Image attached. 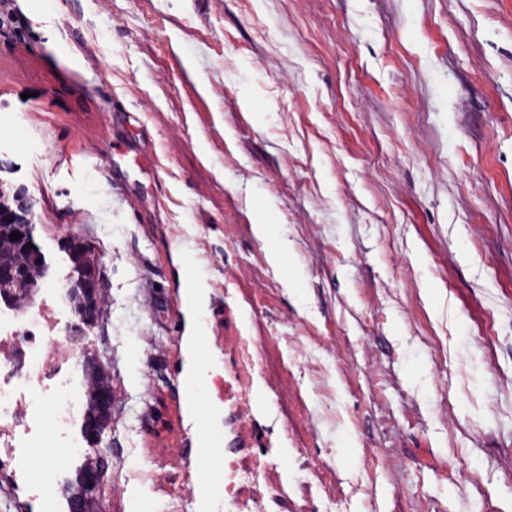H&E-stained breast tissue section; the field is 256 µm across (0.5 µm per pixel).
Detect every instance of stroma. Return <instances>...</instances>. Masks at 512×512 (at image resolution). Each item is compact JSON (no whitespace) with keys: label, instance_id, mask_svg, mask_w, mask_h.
Here are the masks:
<instances>
[{"label":"stroma","instance_id":"stroma-1","mask_svg":"<svg viewBox=\"0 0 512 512\" xmlns=\"http://www.w3.org/2000/svg\"><path fill=\"white\" fill-rule=\"evenodd\" d=\"M0 181L112 390L106 512H512V0H0ZM268 237L256 232L260 217ZM223 404L180 380L186 268ZM66 252L72 264L66 279L70 284V303L75 319L68 325L67 337L73 344H78L86 328L93 324L98 282L95 264L88 257L83 243L70 238L66 243ZM209 288L201 276L193 273L184 279L183 296L185 313L196 316L204 307Z\"/></svg>","mask_w":512,"mask_h":512}]
</instances>
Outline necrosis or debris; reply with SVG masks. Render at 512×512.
Listing matches in <instances>:
<instances>
[{"instance_id": "necrosis-or-debris-1", "label": "necrosis or debris", "mask_w": 512, "mask_h": 512, "mask_svg": "<svg viewBox=\"0 0 512 512\" xmlns=\"http://www.w3.org/2000/svg\"><path fill=\"white\" fill-rule=\"evenodd\" d=\"M59 323L50 298L21 319L0 311V458L38 497L49 495L50 487L32 480L30 450L59 447L71 436L80 396L68 372L74 352Z\"/></svg>"}]
</instances>
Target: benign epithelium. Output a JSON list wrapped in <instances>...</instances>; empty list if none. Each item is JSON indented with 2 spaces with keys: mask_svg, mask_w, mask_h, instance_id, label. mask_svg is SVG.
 Here are the masks:
<instances>
[{
  "mask_svg": "<svg viewBox=\"0 0 512 512\" xmlns=\"http://www.w3.org/2000/svg\"><path fill=\"white\" fill-rule=\"evenodd\" d=\"M0 224H8L10 231L20 233V238L14 240L0 237V259L7 255V249L15 247L23 252L28 261L25 269L0 263V282L13 280L24 272H46V255L34 239L31 202L16 194L10 199L6 198V191L1 184ZM66 252L72 264L66 279L70 284V303L74 316V321L68 325L67 337L70 342L77 344L83 339L86 328L93 324L98 282L95 264L88 257L83 243L74 238L69 239L66 243ZM105 478V472L100 469L84 473L79 491L73 499V512H105L97 501V493Z\"/></svg>",
  "mask_w": 512,
  "mask_h": 512,
  "instance_id": "1",
  "label": "benign epithelium"
}]
</instances>
